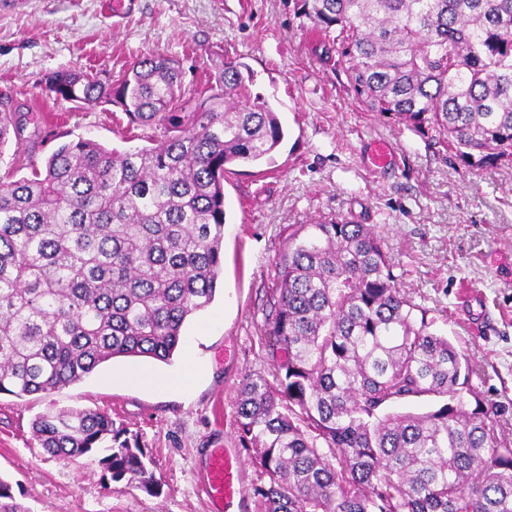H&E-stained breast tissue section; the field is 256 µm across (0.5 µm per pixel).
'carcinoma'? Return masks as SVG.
I'll list each match as a JSON object with an SVG mask.
<instances>
[{
  "label": "carcinoma",
  "mask_w": 512,
  "mask_h": 512,
  "mask_svg": "<svg viewBox=\"0 0 512 512\" xmlns=\"http://www.w3.org/2000/svg\"><path fill=\"white\" fill-rule=\"evenodd\" d=\"M315 51L370 111L432 130L470 166L512 164V0H295ZM226 57L196 97L157 54L119 78L60 70L55 100L106 103L163 134L108 149L80 138L32 177H0V395L51 394L118 357L166 361L224 266V174L272 162L285 134L252 74ZM28 114L0 106V146ZM264 323L277 384L248 378L238 430L268 482L264 512H512L499 405L467 408L473 365L395 282L370 224L300 226L276 262ZM427 401V411L404 406ZM113 444L102 448L107 436ZM103 412L39 416L63 460L162 493L143 449ZM0 512H26L0 476Z\"/></svg>",
  "instance_id": "1"
}]
</instances>
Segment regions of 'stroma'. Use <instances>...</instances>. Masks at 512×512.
<instances>
[{"mask_svg": "<svg viewBox=\"0 0 512 512\" xmlns=\"http://www.w3.org/2000/svg\"><path fill=\"white\" fill-rule=\"evenodd\" d=\"M26 0L0 8V97L32 114L19 142L0 150V175L27 177L61 144L95 140L119 150L151 145L161 131L129 123L120 108L54 100L50 72L119 75L136 58L176 57L184 87L203 89L224 57L254 75L252 94L275 98L285 131L274 164L224 176V271L213 303L190 318L166 362L117 358L50 395H0V474L29 512H209L199 490L209 452L237 449L244 494L233 512H263L260 476L237 432L244 379L275 382L263 325L276 298L275 265L300 225L355 216L373 225L396 282L426 308L437 333L472 361L473 395L505 410L512 436V165L473 168L418 132L358 103L345 76L323 64L299 26L294 0ZM386 142L391 170L365 163ZM200 369L161 389L130 374ZM110 415L151 459L162 486L153 497L104 479L97 463L51 457L33 420L69 408Z\"/></svg>", "mask_w": 512, "mask_h": 512, "instance_id": "obj_1", "label": "stroma"}]
</instances>
